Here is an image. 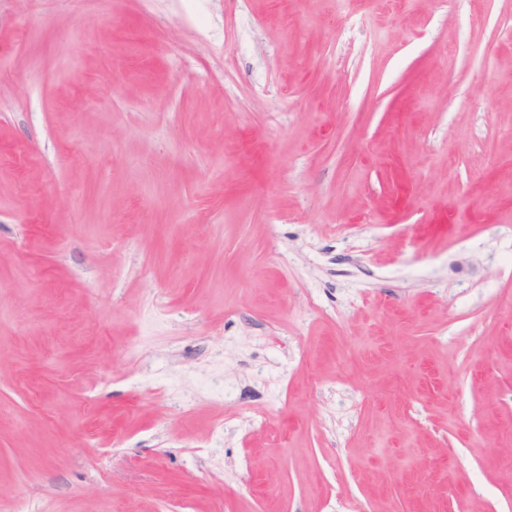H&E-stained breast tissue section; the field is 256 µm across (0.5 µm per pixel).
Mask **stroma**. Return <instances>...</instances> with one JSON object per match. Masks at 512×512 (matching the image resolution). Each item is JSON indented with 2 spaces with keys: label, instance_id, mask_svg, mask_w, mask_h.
Masks as SVG:
<instances>
[{
  "label": "stroma",
  "instance_id": "35a3bbf8",
  "mask_svg": "<svg viewBox=\"0 0 512 512\" xmlns=\"http://www.w3.org/2000/svg\"><path fill=\"white\" fill-rule=\"evenodd\" d=\"M0 512H512V0H0Z\"/></svg>",
  "mask_w": 512,
  "mask_h": 512
}]
</instances>
